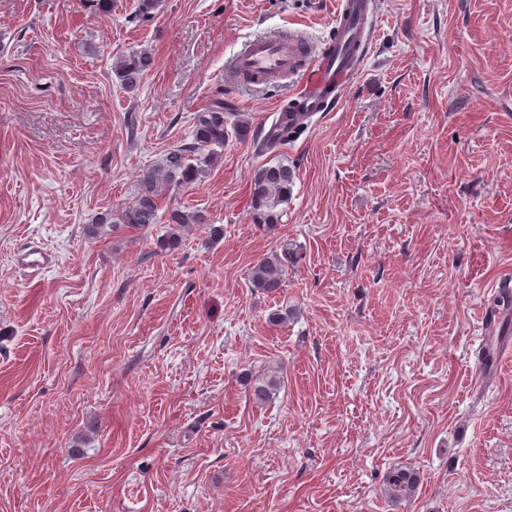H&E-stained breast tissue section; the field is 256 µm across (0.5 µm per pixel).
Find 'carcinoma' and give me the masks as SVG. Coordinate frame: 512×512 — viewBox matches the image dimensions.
Returning a JSON list of instances; mask_svg holds the SVG:
<instances>
[{
    "mask_svg": "<svg viewBox=\"0 0 512 512\" xmlns=\"http://www.w3.org/2000/svg\"><path fill=\"white\" fill-rule=\"evenodd\" d=\"M153 64L151 54L141 51L119 59L114 69L121 86L132 92L139 87ZM308 120L306 112L281 113L261 143L260 151L285 144ZM231 135L241 141L251 137L250 123L240 113L233 111L232 106L218 101L197 113L192 142L167 152L159 167L149 169L140 176L134 201L118 209L97 213L91 223L85 225V235L91 239H105L119 226L143 230L161 223L163 219L159 211L163 195L172 189L189 188L200 183L223 157L224 145ZM295 178V170L282 161L265 163L253 171L249 206L255 223L269 227L280 223L283 215L280 206L291 199ZM165 220L172 226V232L160 240V247L164 250H175L180 246L181 236L177 230L181 228L206 226L212 237H219L223 233V229L210 224L200 210L173 209L167 213ZM293 251L292 244L285 241L280 245V251L261 259L251 272L252 287L267 294L277 293L283 286L288 258ZM242 384L248 388L253 404L264 406L274 398L280 380L274 375L255 379L252 374L246 373L242 376ZM384 484L390 502L398 506L414 497L419 474L410 467L395 468L386 474Z\"/></svg>",
    "mask_w": 512,
    "mask_h": 512,
    "instance_id": "1",
    "label": "carcinoma"
}]
</instances>
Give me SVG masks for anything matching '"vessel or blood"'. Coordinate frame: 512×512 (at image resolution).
Returning <instances> with one entry per match:
<instances>
[{
	"label": "vessel or blood",
	"mask_w": 512,
	"mask_h": 512,
	"mask_svg": "<svg viewBox=\"0 0 512 512\" xmlns=\"http://www.w3.org/2000/svg\"><path fill=\"white\" fill-rule=\"evenodd\" d=\"M373 0H337L332 49H314L300 34L250 40L235 56L229 72L255 84L300 76L296 99L306 112H325L354 78L372 41Z\"/></svg>",
	"instance_id": "obj_1"
}]
</instances>
